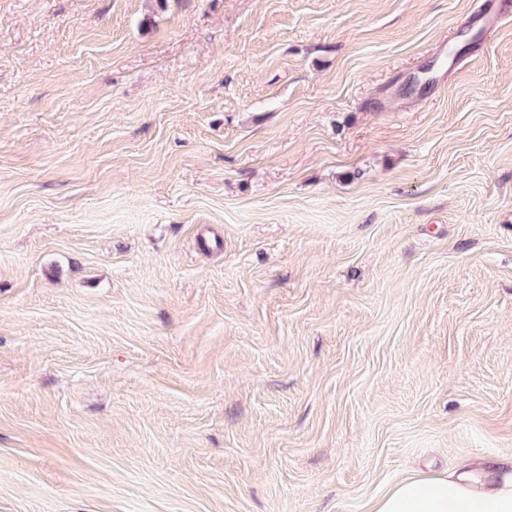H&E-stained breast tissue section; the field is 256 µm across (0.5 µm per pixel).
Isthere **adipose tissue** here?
Wrapping results in <instances>:
<instances>
[{"mask_svg": "<svg viewBox=\"0 0 512 512\" xmlns=\"http://www.w3.org/2000/svg\"><path fill=\"white\" fill-rule=\"evenodd\" d=\"M367 512H512V458L435 475L404 474L370 501Z\"/></svg>", "mask_w": 512, "mask_h": 512, "instance_id": "adipose-tissue-1", "label": "adipose tissue"}]
</instances>
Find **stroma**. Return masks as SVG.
Segmentation results:
<instances>
[{
    "label": "stroma",
    "mask_w": 512,
    "mask_h": 512,
    "mask_svg": "<svg viewBox=\"0 0 512 512\" xmlns=\"http://www.w3.org/2000/svg\"><path fill=\"white\" fill-rule=\"evenodd\" d=\"M473 9L0 0V512H366L512 457V18ZM500 0H477L472 13L473 28L485 33L495 32L501 25L505 15L498 7Z\"/></svg>",
    "instance_id": "1"
}]
</instances>
